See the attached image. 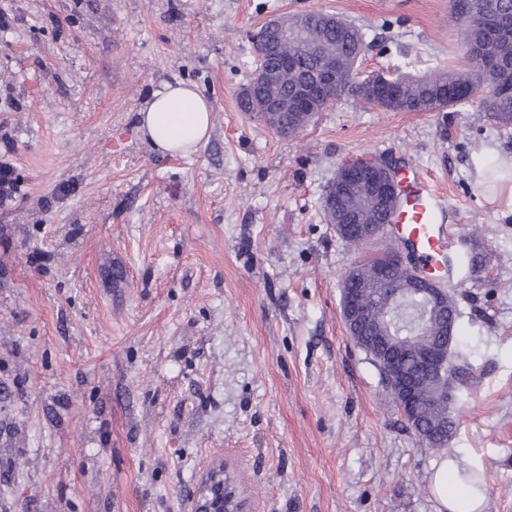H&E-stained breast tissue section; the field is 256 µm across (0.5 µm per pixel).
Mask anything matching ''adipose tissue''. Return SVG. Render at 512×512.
<instances>
[{"mask_svg": "<svg viewBox=\"0 0 512 512\" xmlns=\"http://www.w3.org/2000/svg\"><path fill=\"white\" fill-rule=\"evenodd\" d=\"M137 117L139 130L156 150L186 157L209 140L212 104L195 85L175 80L154 90ZM433 493L442 512H483L486 506L485 494H472L460 466L450 457L434 475Z\"/></svg>", "mask_w": 512, "mask_h": 512, "instance_id": "adipose-tissue-1", "label": "adipose tissue"}]
</instances>
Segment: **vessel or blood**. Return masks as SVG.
<instances>
[{
  "mask_svg": "<svg viewBox=\"0 0 512 512\" xmlns=\"http://www.w3.org/2000/svg\"><path fill=\"white\" fill-rule=\"evenodd\" d=\"M403 179L409 194L393 212L392 220L411 243L417 267L431 274L441 269L450 242L461 234L462 227L451 223L452 209L421 169L405 168Z\"/></svg>",
  "mask_w": 512,
  "mask_h": 512,
  "instance_id": "vessel-or-blood-1",
  "label": "vessel or blood"
}]
</instances>
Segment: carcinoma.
<instances>
[{
	"label": "carcinoma",
	"mask_w": 512,
	"mask_h": 512,
	"mask_svg": "<svg viewBox=\"0 0 512 512\" xmlns=\"http://www.w3.org/2000/svg\"><path fill=\"white\" fill-rule=\"evenodd\" d=\"M472 5L486 9L489 16L479 62L470 60L468 52L475 36L464 15L466 8ZM452 10L461 29L467 67H448L422 77L397 76L391 82L353 92L351 96L360 104L392 112H436L446 107L476 104L498 125L512 126V0H452ZM324 16L321 11H310L291 17L292 25L299 31V36L289 40L283 48V53L291 58V65L282 66L276 53L258 56L250 81L253 92L245 88L241 93L242 111L253 114L278 135L294 136L302 132L321 111L317 107L303 113L296 106L298 86H320L321 76L315 66L317 57H334L346 67L357 65L361 57L364 43L361 31L340 19L329 25ZM342 208L365 224H383L388 219L360 182L349 186ZM354 267L356 279L348 280L344 287L352 289L361 300L363 328H377L385 323L392 333L410 337L404 342L403 366L405 372H411L417 354L441 338L440 323L415 328L418 312L411 301L391 314L390 303L369 257L360 259ZM451 351L454 353V382L473 383V374L464 372L460 366L464 359L461 337L453 336ZM436 394L434 381L420 384V413L410 428L427 444L438 448L448 441L456 420L448 416V405L435 401Z\"/></svg>",
	"instance_id": "obj_1"
}]
</instances>
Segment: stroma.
<instances>
[{
    "mask_svg": "<svg viewBox=\"0 0 512 512\" xmlns=\"http://www.w3.org/2000/svg\"><path fill=\"white\" fill-rule=\"evenodd\" d=\"M311 10L361 30L363 74L464 62L450 0H0V512H192L216 460L250 512H438L450 453L512 512V208L475 182L512 127L346 96L275 135L239 107L251 33ZM173 79L213 103L188 157L136 124ZM360 155L428 172L491 257L453 294L477 381L440 449L343 322V275L381 245L321 202Z\"/></svg>",
    "mask_w": 512,
    "mask_h": 512,
    "instance_id": "obj_1",
    "label": "stroma"
}]
</instances>
